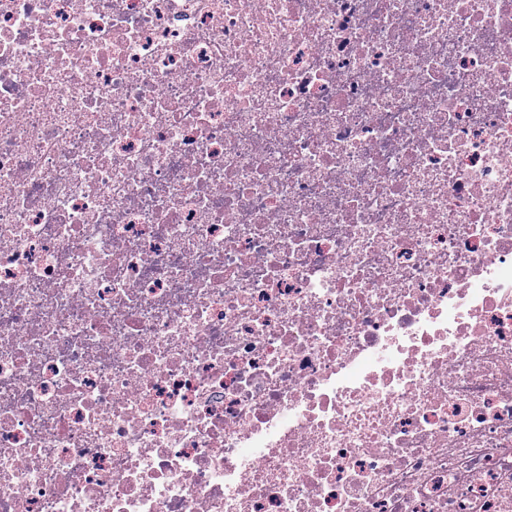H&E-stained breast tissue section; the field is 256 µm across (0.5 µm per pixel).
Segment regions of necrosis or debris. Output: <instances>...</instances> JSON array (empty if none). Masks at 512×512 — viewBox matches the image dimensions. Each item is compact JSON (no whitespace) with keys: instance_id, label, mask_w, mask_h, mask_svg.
Here are the masks:
<instances>
[{"instance_id":"4bbe7bcc","label":"necrosis or debris","mask_w":512,"mask_h":512,"mask_svg":"<svg viewBox=\"0 0 512 512\" xmlns=\"http://www.w3.org/2000/svg\"><path fill=\"white\" fill-rule=\"evenodd\" d=\"M0 512H512V0H0Z\"/></svg>"}]
</instances>
